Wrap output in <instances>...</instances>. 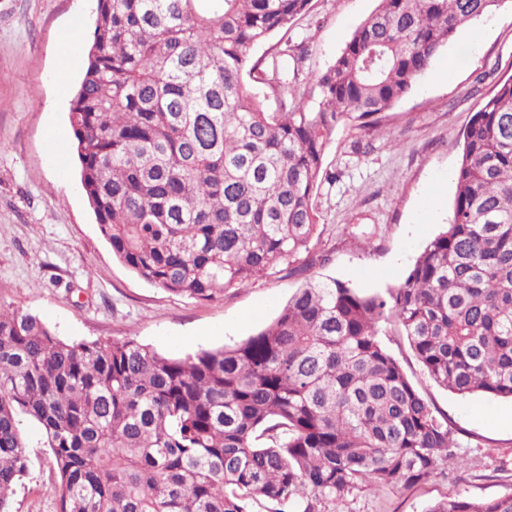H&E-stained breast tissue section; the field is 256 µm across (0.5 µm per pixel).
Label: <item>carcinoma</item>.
<instances>
[{
    "mask_svg": "<svg viewBox=\"0 0 512 512\" xmlns=\"http://www.w3.org/2000/svg\"><path fill=\"white\" fill-rule=\"evenodd\" d=\"M310 4L96 0L68 119L100 234L138 278L209 301L311 253L336 125L379 127L459 28L512 0H378L318 75L302 42L251 63ZM454 181L451 221L398 285L313 278L234 345L167 358L0 307V512L27 467L21 414L43 429L59 512H336L364 483L443 471L454 429L382 336L446 390L512 399V77L474 112ZM425 512H512V492Z\"/></svg>",
    "mask_w": 512,
    "mask_h": 512,
    "instance_id": "obj_1",
    "label": "carcinoma"
}]
</instances>
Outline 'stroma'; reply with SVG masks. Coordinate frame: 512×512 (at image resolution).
<instances>
[{
	"mask_svg": "<svg viewBox=\"0 0 512 512\" xmlns=\"http://www.w3.org/2000/svg\"><path fill=\"white\" fill-rule=\"evenodd\" d=\"M376 0H312L288 31L251 51L273 54L285 40L309 47L304 70L325 71ZM95 0H0V305L31 313L68 341L131 340L169 358L232 345L272 321L307 279L330 276L366 293L395 286L424 246L450 222L452 174L462 133L483 99L512 76V9L457 30L410 93L383 118L397 146L339 123L313 206L323 244L287 269L212 301L169 293L133 275L102 238L79 185L67 112L87 60ZM72 38L68 82L56 76L57 48ZM65 130L63 141L52 139ZM369 141L374 149L357 150ZM418 390L448 416L459 443L444 474L407 489L363 485L344 512H425L449 498L482 500L512 491V400L463 397L425 374L406 341L385 337ZM27 468L10 512H58L51 452L40 424L23 417Z\"/></svg>",
	"mask_w": 512,
	"mask_h": 512,
	"instance_id": "obj_1",
	"label": "stroma"
}]
</instances>
